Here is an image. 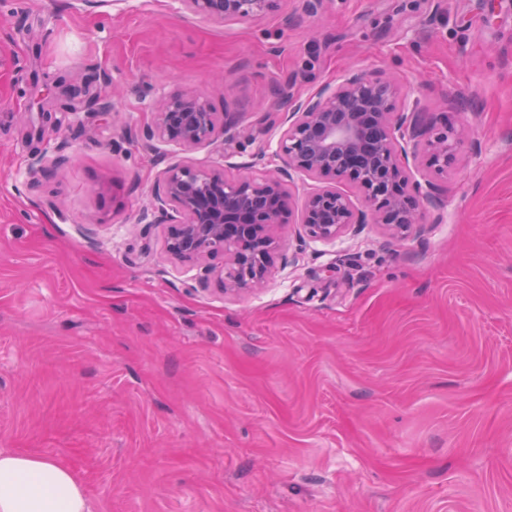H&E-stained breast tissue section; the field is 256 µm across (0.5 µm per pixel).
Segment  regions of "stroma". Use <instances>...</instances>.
I'll return each mask as SVG.
<instances>
[{"label": "stroma", "mask_w": 512, "mask_h": 512, "mask_svg": "<svg viewBox=\"0 0 512 512\" xmlns=\"http://www.w3.org/2000/svg\"><path fill=\"white\" fill-rule=\"evenodd\" d=\"M307 2L220 25L0 0V449L65 463L93 512H512V0ZM353 71L472 128L447 169L410 159L440 202L408 238L289 224L265 287L229 295L139 223L166 163L274 151L276 83ZM103 72L131 130L192 93L250 136L162 159L80 100L42 122L45 85Z\"/></svg>", "instance_id": "obj_1"}]
</instances>
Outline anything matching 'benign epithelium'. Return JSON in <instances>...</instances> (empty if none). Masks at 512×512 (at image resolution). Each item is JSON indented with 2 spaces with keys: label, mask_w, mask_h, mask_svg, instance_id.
I'll use <instances>...</instances> for the list:
<instances>
[{
  "label": "benign epithelium",
  "mask_w": 512,
  "mask_h": 512,
  "mask_svg": "<svg viewBox=\"0 0 512 512\" xmlns=\"http://www.w3.org/2000/svg\"><path fill=\"white\" fill-rule=\"evenodd\" d=\"M278 0H175L183 13L224 23L265 16ZM86 77L66 87L86 96L96 110L114 114L112 94H88ZM288 98L291 112L272 152L270 168L260 156L262 173L230 178L221 167L171 164L162 172L150 207L139 221L169 225L167 252L219 278L222 291L240 294L264 285L280 247L284 225L296 222L305 234L334 242L356 224H378L394 239L407 237L423 223L424 204L436 188L406 168L409 152L429 135V163L448 167L457 147L468 140L465 126L428 131L416 104H396L398 88L366 72H356L335 86L325 85L304 100L277 88L268 106L275 112ZM153 122L141 136L142 147L155 152L174 145L183 152L229 144L244 133L235 112H216L200 96L188 93L153 100ZM320 182L304 198L293 220V173ZM346 182L361 190L370 212L355 209L350 196L336 189ZM224 256L219 267L208 264Z\"/></svg>",
  "instance_id": "1"
}]
</instances>
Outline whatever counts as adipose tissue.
<instances>
[{
  "mask_svg": "<svg viewBox=\"0 0 512 512\" xmlns=\"http://www.w3.org/2000/svg\"><path fill=\"white\" fill-rule=\"evenodd\" d=\"M0 512H92V505L59 460L0 450Z\"/></svg>",
  "mask_w": 512,
  "mask_h": 512,
  "instance_id": "ef3b65f1",
  "label": "adipose tissue"
}]
</instances>
